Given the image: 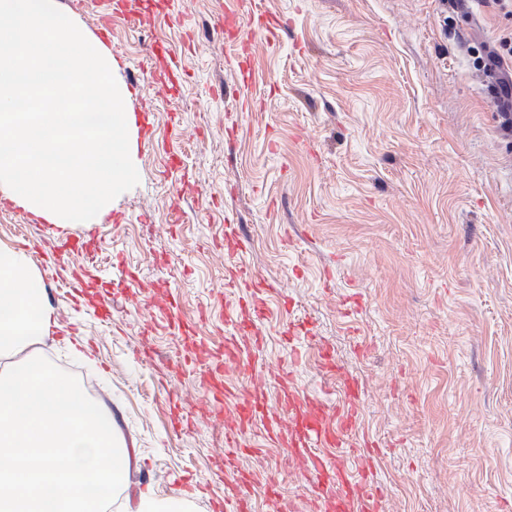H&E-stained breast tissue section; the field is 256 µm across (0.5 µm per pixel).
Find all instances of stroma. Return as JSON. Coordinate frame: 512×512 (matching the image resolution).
Returning <instances> with one entry per match:
<instances>
[{
    "mask_svg": "<svg viewBox=\"0 0 512 512\" xmlns=\"http://www.w3.org/2000/svg\"><path fill=\"white\" fill-rule=\"evenodd\" d=\"M108 3L112 72L129 111H151L140 181L67 228L0 190V247L38 266L89 243L41 355L96 379L141 457L131 491L272 512L273 485L286 512H336L288 419L308 408L332 428L351 409L317 453L380 486V512H512V133L475 71L512 15L494 0L466 16L447 0ZM244 268L259 287H237ZM229 342L242 363L219 392L207 364ZM257 388L245 448L219 456Z\"/></svg>",
    "mask_w": 512,
    "mask_h": 512,
    "instance_id": "1",
    "label": "stroma"
}]
</instances>
